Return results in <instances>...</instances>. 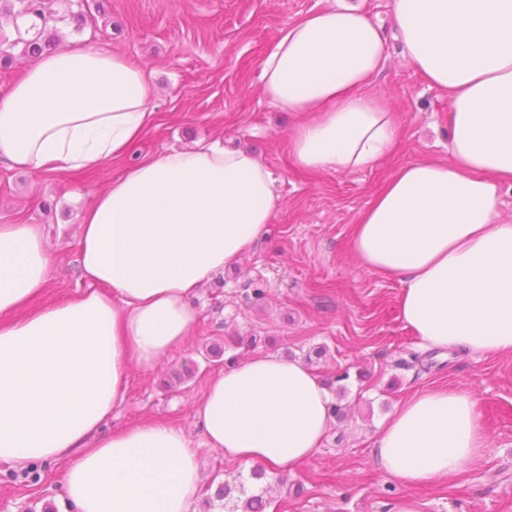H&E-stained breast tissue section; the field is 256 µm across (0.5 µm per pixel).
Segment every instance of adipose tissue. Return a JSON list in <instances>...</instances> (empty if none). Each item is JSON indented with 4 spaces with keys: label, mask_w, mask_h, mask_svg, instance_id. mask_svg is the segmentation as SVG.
I'll return each mask as SVG.
<instances>
[{
    "label": "adipose tissue",
    "mask_w": 512,
    "mask_h": 512,
    "mask_svg": "<svg viewBox=\"0 0 512 512\" xmlns=\"http://www.w3.org/2000/svg\"><path fill=\"white\" fill-rule=\"evenodd\" d=\"M384 29L366 0H333L283 28L261 61L262 95L300 115L292 167L373 170L401 122L372 86L390 40L448 94V160L395 169L352 226L362 267L398 280L400 318L428 347L512 353V0H393ZM143 66L71 42L0 93V161L77 173L126 156L153 124ZM251 152L194 144L115 176L83 214L77 266L89 285L43 302L52 264L39 230L0 224V461L64 462L76 512H194L203 479L182 427L113 431L130 366L149 371L183 347L191 299L264 235L278 202ZM331 396L304 363L258 354L209 380L194 421L225 462L287 473L330 431ZM488 446L478 400L419 392L379 425L373 453L403 486L462 471Z\"/></svg>",
    "instance_id": "obj_1"
}]
</instances>
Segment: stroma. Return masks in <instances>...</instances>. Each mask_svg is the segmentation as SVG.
I'll return each instance as SVG.
<instances>
[{
    "instance_id": "35a3bbf8",
    "label": "stroma",
    "mask_w": 512,
    "mask_h": 512,
    "mask_svg": "<svg viewBox=\"0 0 512 512\" xmlns=\"http://www.w3.org/2000/svg\"><path fill=\"white\" fill-rule=\"evenodd\" d=\"M87 17L82 30L54 22L58 45L86 41L148 68L157 88V122L120 162L79 173L19 171L0 162V224H36L49 243L56 274L51 300L82 294L76 229L84 211L125 168L198 141L251 150L275 178L279 208L269 230L238 266L202 288L193 334L150 372L131 368L126 398L111 429L160 422L195 435L194 408L208 381L231 355L273 353L304 360L324 380L348 366L345 416L334 421L309 461L269 477V512H512V355L431 350L400 319L399 282L365 271L351 246L356 215L399 165L448 156V95L429 87L393 54L374 89L397 112L405 136L372 171L309 174L290 166L294 116L271 109L261 93L260 63L282 28L328 0H74ZM256 337L254 345L234 337ZM429 355V370L410 366L411 352ZM434 388L471 392L480 401L488 446L466 470L405 488L376 463L372 438L401 401ZM204 480L196 512L217 486L251 484V469L200 449ZM64 465L0 463V512H73L62 494Z\"/></svg>"
}]
</instances>
